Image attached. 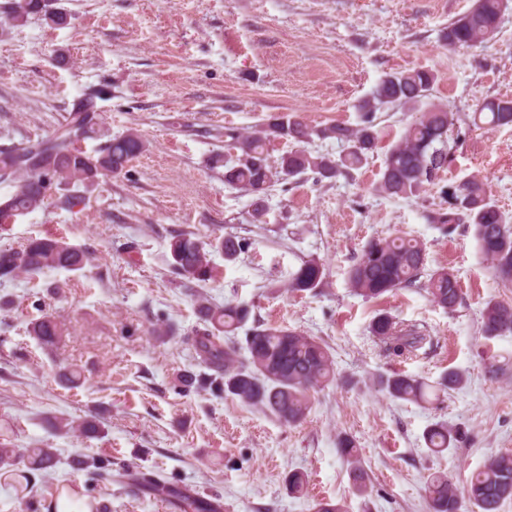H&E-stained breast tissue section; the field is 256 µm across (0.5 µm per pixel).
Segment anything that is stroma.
I'll return each mask as SVG.
<instances>
[{
	"mask_svg": "<svg viewBox=\"0 0 512 512\" xmlns=\"http://www.w3.org/2000/svg\"><path fill=\"white\" fill-rule=\"evenodd\" d=\"M17 0H0V148L51 135L73 104L90 97L105 134L135 130L144 142L124 172L100 182L88 204L41 207L0 231V247L52 235L88 250L81 271L49 270L0 281V432L13 448H53L55 480L84 485L72 458L135 462L224 512H314L317 500L347 512H427L423 482L444 472L457 485L486 458L512 453V335L485 340L489 299L512 303L472 229L450 236L429 224L443 193L476 175L512 215V127L467 125L483 100L512 97V10L482 46L448 50L441 32L474 0H47L44 12L17 23ZM68 22L56 25L47 13ZM426 68L437 75L431 99L446 105L459 139L449 166L415 199L390 198L376 186L386 151L407 112L379 113V145L350 176L314 174L275 187L266 221L252 223L251 198L224 184L210 164L224 151V129H247L287 113L310 126L358 124V101L385 74ZM104 134V136H105ZM104 136L82 143L100 149ZM236 236V261L213 258L214 278L183 289L169 264L173 236ZM402 234L426 246L429 268L457 274L462 300L434 306L416 288L368 301L345 273L376 236ZM326 267L321 288L285 285L302 260ZM251 306L257 322L322 339L335 360V384L317 393L307 418L281 423L269 412L212 389L180 390L175 373L202 374L184 337L202 322L198 296ZM425 325L428 354L388 358L369 332L378 312ZM54 315L65 333L56 349L30 335L31 322ZM168 337L154 335L159 324ZM498 358L507 369L488 379ZM68 367L84 382H59ZM449 369L467 384L428 407L393 401L378 375L401 370L436 381ZM95 421L96 436L56 431L57 420ZM443 421L463 434L456 450L431 454L425 429ZM352 438L372 493L359 496L336 437ZM308 476L306 493L289 495L286 477ZM108 512H174L135 486L101 480Z\"/></svg>",
	"mask_w": 512,
	"mask_h": 512,
	"instance_id": "obj_1",
	"label": "stroma"
}]
</instances>
